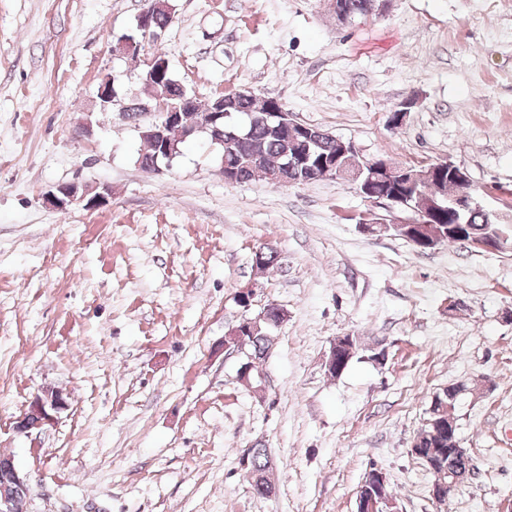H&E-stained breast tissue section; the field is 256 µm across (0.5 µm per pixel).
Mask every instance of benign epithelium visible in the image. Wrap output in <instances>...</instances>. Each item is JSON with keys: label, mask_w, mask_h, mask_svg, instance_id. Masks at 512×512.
<instances>
[{"label": "benign epithelium", "mask_w": 512, "mask_h": 512, "mask_svg": "<svg viewBox=\"0 0 512 512\" xmlns=\"http://www.w3.org/2000/svg\"><path fill=\"white\" fill-rule=\"evenodd\" d=\"M162 11L173 17V7L169 0H149V5L138 15L137 30L140 31L142 40L133 38L122 40L123 50L132 55L140 52L145 42L156 43L161 38L166 27L155 29L152 27L153 16ZM169 67L168 60L160 53H154L146 60L144 73L148 79L164 82V75ZM255 98L253 91L249 89L236 90L229 95L220 96L210 101V106L205 111L194 112L192 107L196 105V98L188 93L186 88H181L177 94L167 91L157 93L148 103L135 102L130 107L121 100L112 101L110 110L116 112L118 117L124 119L127 112L134 108L140 117H149L151 121L144 124L143 135L163 144V151L168 160L175 158L177 147L173 143L169 132L176 129L180 138L187 139L200 132L207 134L211 144H224L223 119L231 116V109L237 102L252 100ZM249 122L254 124L261 120L275 125L280 136L289 142L293 150L287 154L285 163L266 174L269 182L284 185L286 183H307L316 179H335L355 185L364 198L375 204L385 206L386 214L379 217L373 216L368 220V229L379 226L382 231L394 230L399 236L405 238L417 248H435L440 240H426L406 231L408 227H416L420 224H434L438 213V198L433 196L424 208L418 210L411 205V198L400 192V187L415 183H436L442 181L443 175H448L452 182L451 196L457 208V213L465 215L472 212L481 213L483 223H494V215L477 203L470 175L468 171L446 160L438 161L425 168L417 170L412 167L396 166L381 158H366L351 141H345L327 131L319 130L295 121L291 114L282 106L275 110L266 111L263 116L248 113ZM326 137L336 141V155L323 162L316 169L308 165L309 147L319 137ZM382 185L391 189V193H378L376 187ZM105 200V195L91 193L85 186L74 183L60 184L56 190L47 197V203L59 211H66L69 206L82 203L84 207L93 209ZM463 242L479 249L497 251L504 242L501 231L479 235H470L463 238ZM272 303H267L253 317L242 319L241 326L234 328L232 336L236 344V352H245V336L241 328L251 332L256 324L266 319V313ZM68 409V402L62 392L54 389H45L36 395L30 402L28 409L17 421V429L27 433L33 429L41 428L45 423L54 419V415ZM0 471L4 472L11 485L23 488L27 486V478L15 465L10 456L0 457Z\"/></svg>", "instance_id": "1"}]
</instances>
